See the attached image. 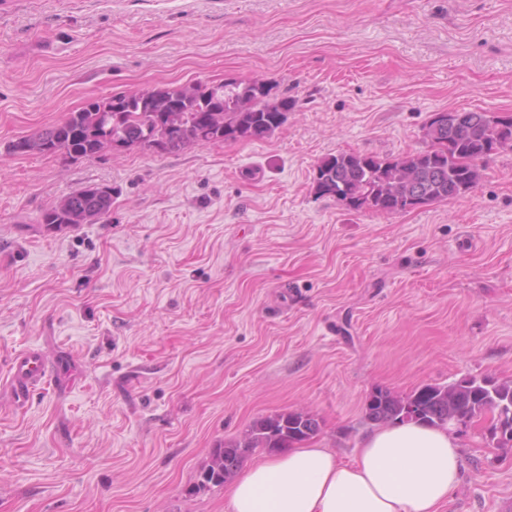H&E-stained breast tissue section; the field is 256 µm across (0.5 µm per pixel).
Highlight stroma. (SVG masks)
I'll list each match as a JSON object with an SVG mask.
<instances>
[{
    "label": "stroma",
    "instance_id": "35a3bbf8",
    "mask_svg": "<svg viewBox=\"0 0 512 512\" xmlns=\"http://www.w3.org/2000/svg\"><path fill=\"white\" fill-rule=\"evenodd\" d=\"M253 79L296 102L262 138L11 149L93 98ZM442 111L512 114V0H0V512H230L197 474L261 417L309 411L348 459L375 387L512 381V147L406 212L313 189L326 156L426 149ZM91 185L109 215L44 231ZM27 348L79 382L17 408ZM492 423L452 428L442 512H512Z\"/></svg>",
    "mask_w": 512,
    "mask_h": 512
}]
</instances>
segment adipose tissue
Here are the masks:
<instances>
[{"instance_id":"adipose-tissue-1","label":"adipose tissue","mask_w":512,"mask_h":512,"mask_svg":"<svg viewBox=\"0 0 512 512\" xmlns=\"http://www.w3.org/2000/svg\"><path fill=\"white\" fill-rule=\"evenodd\" d=\"M460 475L447 429L410 421L370 432L349 461L304 445L266 457L227 495L232 512H441Z\"/></svg>"}]
</instances>
